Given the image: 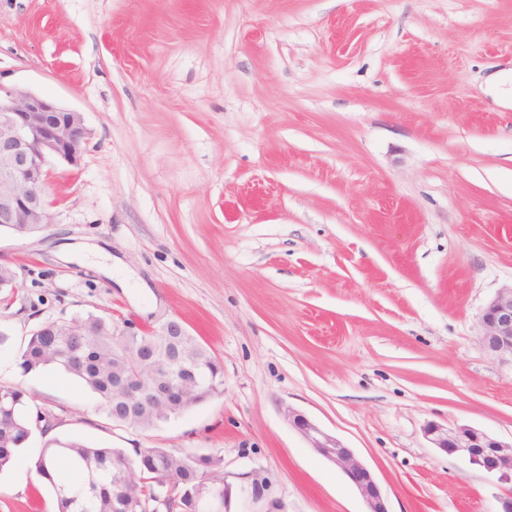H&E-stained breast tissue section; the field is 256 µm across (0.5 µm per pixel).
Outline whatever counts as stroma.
I'll return each instance as SVG.
<instances>
[{"instance_id": "stroma-1", "label": "stroma", "mask_w": 512, "mask_h": 512, "mask_svg": "<svg viewBox=\"0 0 512 512\" xmlns=\"http://www.w3.org/2000/svg\"><path fill=\"white\" fill-rule=\"evenodd\" d=\"M512 0H0V84L80 112L51 161L48 229L0 232V385L55 437L224 458L228 512H366L284 420L293 406L372 472L389 512H497L503 487L433 448L512 439V362L479 316L512 283ZM175 319L224 394L139 432L66 373H29L41 325ZM0 512H52L29 464Z\"/></svg>"}]
</instances>
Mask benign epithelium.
<instances>
[{"label": "benign epithelium", "mask_w": 512, "mask_h": 512, "mask_svg": "<svg viewBox=\"0 0 512 512\" xmlns=\"http://www.w3.org/2000/svg\"><path fill=\"white\" fill-rule=\"evenodd\" d=\"M87 136L82 113L60 107L20 87L0 84V229L44 230L54 223L47 201L49 164H78ZM480 340L491 355L512 359V284L498 289L479 317ZM142 369L112 375V393L131 412L166 404L177 414L188 407L202 380L198 360L175 350L159 359L147 354ZM281 414L319 455L342 470L364 499L367 512H389L387 499L371 471L340 439L300 410L284 405ZM433 447L480 467L500 483H512V441L469 425L429 423Z\"/></svg>", "instance_id": "7a95c632"}]
</instances>
